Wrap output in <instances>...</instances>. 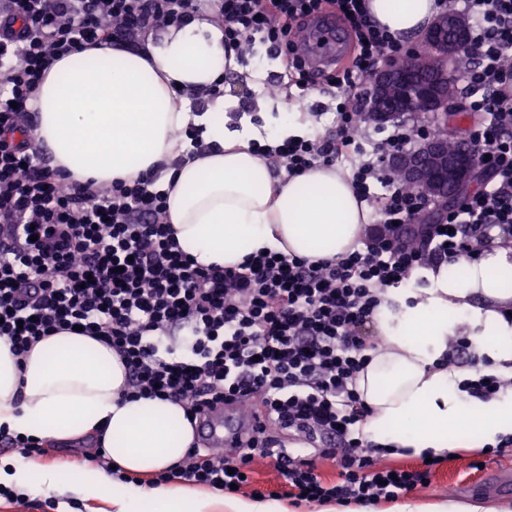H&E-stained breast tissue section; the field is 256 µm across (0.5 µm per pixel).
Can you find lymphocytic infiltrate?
<instances>
[{"label":"lymphocytic infiltrate","instance_id":"obj_1","mask_svg":"<svg viewBox=\"0 0 512 512\" xmlns=\"http://www.w3.org/2000/svg\"><path fill=\"white\" fill-rule=\"evenodd\" d=\"M471 20L463 76L468 104L483 115L463 139L483 179L442 214L387 172V157L409 152L419 131L401 123L373 148L354 117L364 79L407 47L374 20L366 0H0V338L16 356L61 330L81 327L119 356L123 398L178 401L190 423L236 402L259 418L230 456L216 447L187 453L151 478L229 493L251 486L265 461L296 503L362 506L393 501L431 480L433 463L391 469L362 427L371 410L358 389L380 291L407 283L486 241L512 236V0H447ZM224 30V47L243 54L262 44L282 59L301 90L327 83L340 102L324 136L291 138L258 152L294 176L358 154L357 196L380 225L346 256L311 261L261 251L235 267L193 263L168 222L166 191L148 173L109 186L70 180L32 144L28 103L47 70L88 45L135 49L162 28L204 10ZM331 14L353 41L349 63L314 70L299 53L310 23ZM382 186L370 190L371 182ZM333 462L339 478L317 469Z\"/></svg>","mask_w":512,"mask_h":512}]
</instances>
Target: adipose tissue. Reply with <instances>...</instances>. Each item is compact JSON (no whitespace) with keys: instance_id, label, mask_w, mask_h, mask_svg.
Listing matches in <instances>:
<instances>
[{"instance_id":"ef3b65f1","label":"adipose tissue","mask_w":512,"mask_h":512,"mask_svg":"<svg viewBox=\"0 0 512 512\" xmlns=\"http://www.w3.org/2000/svg\"><path fill=\"white\" fill-rule=\"evenodd\" d=\"M390 34L412 39L439 16L438 0H367ZM224 33L204 17L148 37L144 48L105 45L56 61L31 106L34 144L72 179L107 185L157 172L168 190V220L198 263L233 267L261 248L311 260L352 251L369 223L342 169L315 167L273 177L252 142L275 146L304 136L312 121L291 111L259 110L229 127L234 103L219 98L201 112L187 97L236 68ZM201 128L208 150L183 160L178 131ZM424 296L384 289L374 316L383 348L359 376L371 413L366 438L416 457L496 445L512 435V391L481 400L458 388L466 374L448 364V343L468 335L495 364L512 363V246L494 240L429 273ZM125 368L97 339L61 331L24 358L0 339V429L41 440L101 438L126 473L151 475L179 465L196 435L181 403L142 397L119 403ZM0 485L33 495L71 493L112 512H289L278 501L197 493L180 486L146 488L73 462L61 469L34 460L0 463Z\"/></svg>"}]
</instances>
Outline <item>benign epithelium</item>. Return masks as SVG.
<instances>
[{"mask_svg": "<svg viewBox=\"0 0 512 512\" xmlns=\"http://www.w3.org/2000/svg\"><path fill=\"white\" fill-rule=\"evenodd\" d=\"M423 43L414 70L403 73L389 63L372 73L369 117L385 122L398 112L432 116L438 131L418 151L396 155L391 164L417 190L448 204L474 182L478 166L470 147L461 145L450 155L443 146L445 133L456 129L455 114L463 109L459 92L448 79V61L468 46L466 28L457 16L443 14L424 33Z\"/></svg>", "mask_w": 512, "mask_h": 512, "instance_id": "7a95c632", "label": "benign epithelium"}]
</instances>
